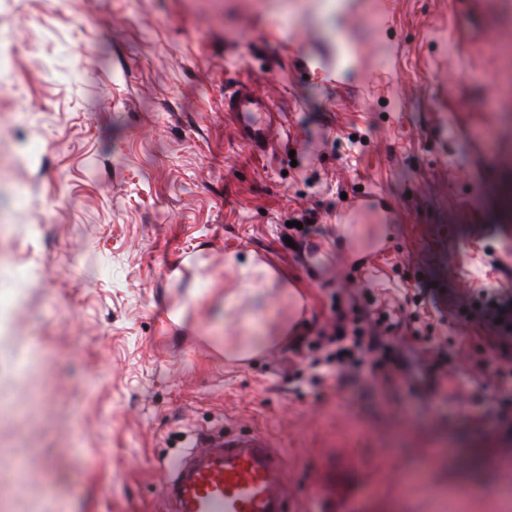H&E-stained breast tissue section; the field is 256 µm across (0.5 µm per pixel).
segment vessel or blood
Wrapping results in <instances>:
<instances>
[{
  "label": "vessel or blood",
  "mask_w": 512,
  "mask_h": 512,
  "mask_svg": "<svg viewBox=\"0 0 512 512\" xmlns=\"http://www.w3.org/2000/svg\"><path fill=\"white\" fill-rule=\"evenodd\" d=\"M224 110L248 148L260 154L272 149L278 122L270 100L244 82L225 96ZM166 470L165 492L175 512H288V463L262 431L198 435Z\"/></svg>",
  "instance_id": "1"
}]
</instances>
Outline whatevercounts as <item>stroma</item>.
I'll use <instances>...</instances> for the list:
<instances>
[{
  "label": "stroma",
  "mask_w": 512,
  "mask_h": 512,
  "mask_svg": "<svg viewBox=\"0 0 512 512\" xmlns=\"http://www.w3.org/2000/svg\"><path fill=\"white\" fill-rule=\"evenodd\" d=\"M1 58L0 512H172L164 462L226 424L286 453L292 512H512V339L459 320L512 280V0H0ZM231 253L296 289L294 334L384 306L448 382L225 357V295L287 309ZM224 112L234 117L236 134L248 148L258 154L273 148L277 110L270 100L256 95L247 82L224 96ZM224 265L227 269L237 271L243 278L250 281L260 280L270 287L273 284L272 269L257 258L249 257L245 261H241L235 254H229L225 257ZM435 355L426 366L421 381H413L409 384V390L413 393H422L430 390L432 385L441 379L448 380V361L442 352L434 349Z\"/></svg>",
  "instance_id": "stroma-1"
}]
</instances>
